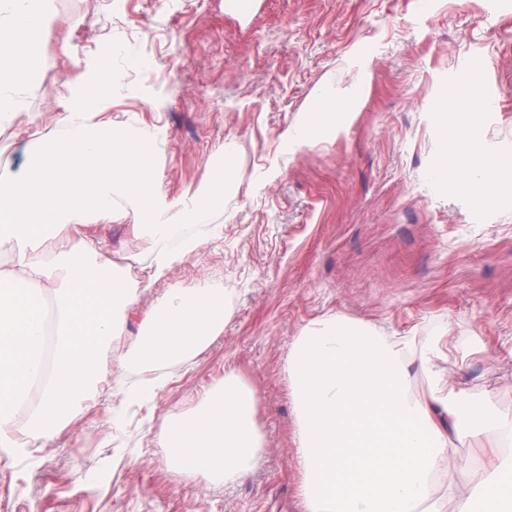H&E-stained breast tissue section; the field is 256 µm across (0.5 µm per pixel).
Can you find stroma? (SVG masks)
<instances>
[{"label":"stroma","instance_id":"35a3bbf8","mask_svg":"<svg viewBox=\"0 0 512 512\" xmlns=\"http://www.w3.org/2000/svg\"><path fill=\"white\" fill-rule=\"evenodd\" d=\"M50 27L23 110L0 122V180L39 135L60 129L81 87L112 70L93 105L152 139L166 202L204 187L223 164L230 187L202 246L138 288L117 345L130 346L168 288L228 289L224 330L186 364L163 369L150 402L123 397L149 368L113 372L88 409L45 444L0 447V512H302V465L288 374L311 322L338 316L391 334L448 337V379L491 391L512 416V171L485 178L435 168L448 104L468 115L484 155L512 157V0H49ZM362 99L335 135L289 130L320 89ZM495 111H481L488 89ZM464 179L477 193H458ZM116 264L149 263L126 220L94 225ZM233 372L258 398L263 452L254 473L213 489L173 470L157 440ZM434 488L479 482L493 435L457 443Z\"/></svg>","mask_w":512,"mask_h":512}]
</instances>
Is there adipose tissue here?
<instances>
[{
	"label": "adipose tissue",
	"instance_id": "obj_1",
	"mask_svg": "<svg viewBox=\"0 0 512 512\" xmlns=\"http://www.w3.org/2000/svg\"><path fill=\"white\" fill-rule=\"evenodd\" d=\"M48 0H0V119L21 110L50 22ZM91 99L67 113L68 135L47 133L27 152L20 172L0 181V447L54 438L103 377L132 360L166 366L208 347L224 329L221 292L175 287L148 315L145 336L129 348L103 346L120 334L140 284L165 278L201 245L180 239L224 206L223 166L207 192L167 204L157 192L155 145L129 134L125 122L96 120ZM358 97L319 95L314 115L290 135L294 143L346 125ZM131 219L154 258L140 275L114 266L83 235L87 217ZM59 240L46 250L49 239ZM55 297L52 347L44 345V296ZM439 343L383 336L339 317L306 326L286 370L297 411V454L303 465L304 512H443L433 478L455 455V442L486 433L498 440L496 463L477 484L449 487L455 512H512V418L488 394L450 384ZM419 371L428 391L410 393ZM256 392L234 374L172 415L158 446L171 467L222 486L249 476L262 450Z\"/></svg>",
	"mask_w": 512,
	"mask_h": 512
}]
</instances>
